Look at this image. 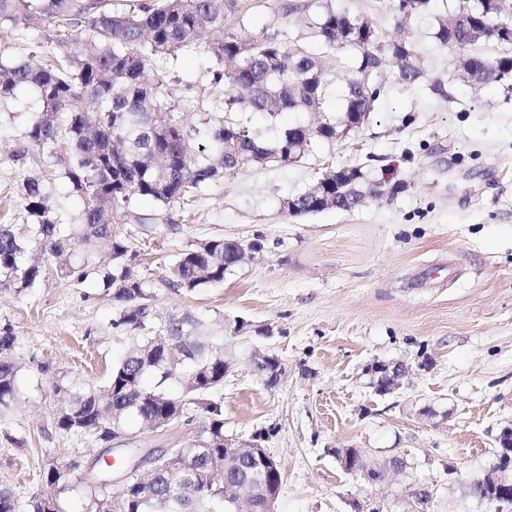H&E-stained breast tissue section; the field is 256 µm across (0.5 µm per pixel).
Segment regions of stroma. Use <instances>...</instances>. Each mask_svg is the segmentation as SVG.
Here are the masks:
<instances>
[{"mask_svg": "<svg viewBox=\"0 0 512 512\" xmlns=\"http://www.w3.org/2000/svg\"><path fill=\"white\" fill-rule=\"evenodd\" d=\"M369 18L384 39L404 37L426 76L401 84L380 72L384 91L368 122L345 140L321 142L300 162L246 167L196 197L175 203L173 231L145 240L141 218L158 204L133 199L123 225L154 284L156 331L193 316L224 339L230 369L219 398L224 434L241 443L269 431L279 462L276 512H353L385 499L389 512H512L465 493L459 475L482 472L495 439L512 428V100L476 91L457 59L433 37L443 4L398 30L390 0H332ZM323 0H239L227 27L248 35L303 38ZM6 54L42 60L44 31L0 34ZM216 63L206 52L160 58L150 75L188 100L196 123L213 117ZM18 127L0 129V224H24L22 165L12 151ZM358 167L396 186L349 212L290 216L284 198L311 187L328 167ZM261 238L263 256L194 294L167 283L190 244ZM116 307L98 275L73 286L48 275L15 294L0 288V328H12L21 365L18 394L0 408V486L27 500L47 459H93L97 445L58 433L59 385H102L128 344L112 328ZM272 328V337L261 336ZM269 347L284 371L267 387L252 362ZM404 362L403 386L379 394L372 365ZM340 448L367 459L401 454L405 472L382 488L346 474ZM429 487L432 498L417 503Z\"/></svg>", "mask_w": 512, "mask_h": 512, "instance_id": "stroma-1", "label": "stroma"}]
</instances>
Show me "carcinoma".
Listing matches in <instances>:
<instances>
[{
	"mask_svg": "<svg viewBox=\"0 0 512 512\" xmlns=\"http://www.w3.org/2000/svg\"><path fill=\"white\" fill-rule=\"evenodd\" d=\"M451 2L435 19V40L457 55L464 81L473 88L499 85L512 94V19H506L512 0ZM397 5L393 0L390 9L406 23L427 12L430 0H412L407 13ZM236 9L237 0H155L127 11L115 9L112 0H0V26H50L58 48L38 66L21 55L0 59V129L18 117L9 110L17 91L34 90L40 110L28 117L12 155L42 167L21 182L28 224L20 232L0 224V288L21 294L51 272L75 285L94 273L112 292V327L144 332L153 319L152 280L140 272L139 252L116 226L131 199L167 208L221 182L239 158L257 167L291 164L313 142H335L338 122L354 112H373L382 86L362 83V75L377 74L383 60L397 63L403 84L424 79L407 41H384L370 20L344 10L328 6L313 23L321 46L313 55L279 36L241 38L225 24ZM217 28L224 39L206 45L207 53L221 65L214 82L232 94L214 99L215 112L273 117L322 111L325 89L342 69L329 58L339 45L358 52L345 73L341 114L314 126L290 124L272 141L231 117L203 127L188 123V111L178 110L166 85L146 79L145 72L156 57L199 47L203 34ZM192 136L193 150L187 146ZM51 169L78 202L72 221L61 216ZM385 188L359 168L340 184L336 175L324 174L313 189L293 197L296 215L347 211L351 198L378 197ZM243 247L257 256L264 252L259 239L216 237L192 244L169 267L168 282L187 294L220 284ZM16 341L11 328L0 330V407L17 393ZM224 362L223 340L203 335L202 322L191 316L169 323L163 337L133 336L103 385L56 388L63 401L54 412L55 427L108 448L113 428L131 417L144 425L173 417L189 426L198 413L203 423L197 438L206 451L179 469L155 471V494L141 491V473L132 469L136 451L124 449L125 459L115 463L125 475L124 512H229L224 481H256L263 474L256 460L224 452L223 404L215 399L224 387ZM172 381L182 388L177 397L167 391ZM65 473L58 461L46 462L39 491L24 505L0 487V512H66ZM80 474L86 512H112L109 503L120 493L112 467L99 469L86 460Z\"/></svg>",
	"mask_w": 512,
	"mask_h": 512,
	"instance_id": "1",
	"label": "carcinoma"
}]
</instances>
